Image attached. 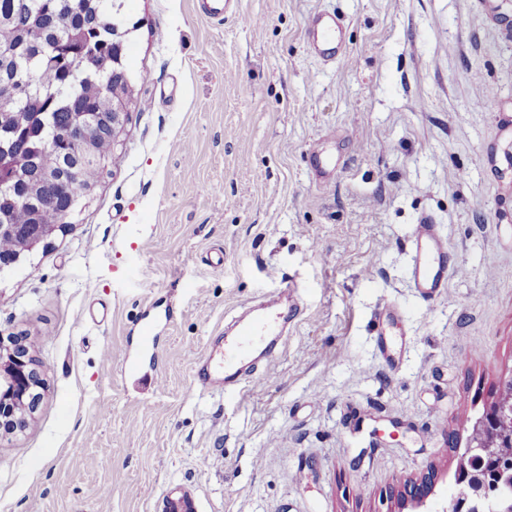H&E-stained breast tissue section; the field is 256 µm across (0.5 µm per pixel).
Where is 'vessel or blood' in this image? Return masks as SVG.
Returning a JSON list of instances; mask_svg holds the SVG:
<instances>
[{
    "label": "vessel or blood",
    "mask_w": 512,
    "mask_h": 512,
    "mask_svg": "<svg viewBox=\"0 0 512 512\" xmlns=\"http://www.w3.org/2000/svg\"><path fill=\"white\" fill-rule=\"evenodd\" d=\"M342 21L336 14L324 11L311 13L305 28L313 54L324 62L336 63L345 57L339 33ZM413 262L411 279L424 299L444 296L448 278L457 271L448 259V246L430 220L415 227L412 239ZM287 290L281 289L253 306L246 318L236 322L231 338L223 345L207 349L198 367L200 387L214 395L239 387L245 371L259 355L268 352L288 330L285 312Z\"/></svg>",
    "instance_id": "1"
}]
</instances>
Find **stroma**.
<instances>
[{
  "instance_id": "35a3bbf8",
  "label": "stroma",
  "mask_w": 512,
  "mask_h": 512,
  "mask_svg": "<svg viewBox=\"0 0 512 512\" xmlns=\"http://www.w3.org/2000/svg\"><path fill=\"white\" fill-rule=\"evenodd\" d=\"M336 12L323 65L307 16ZM141 110L120 165L27 269L0 279V335L47 391L0 440V512H394L459 450L512 374V0H126ZM336 155L315 181L312 149ZM436 224L459 271L411 285ZM299 312L243 390L201 396L193 361L285 287ZM396 308L390 355L376 312ZM165 382L121 377L144 316ZM341 26V18L324 11L311 13L305 22L311 52L326 63L336 64L345 58L339 37ZM412 254L411 279L417 292L426 300L444 296L448 277L459 268L448 260V246L430 220L416 224Z\"/></svg>"
}]
</instances>
